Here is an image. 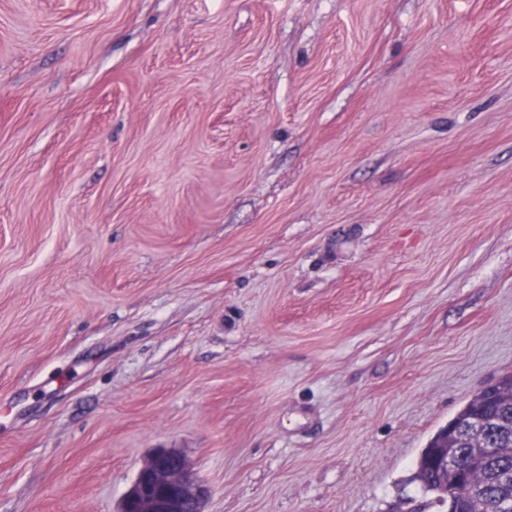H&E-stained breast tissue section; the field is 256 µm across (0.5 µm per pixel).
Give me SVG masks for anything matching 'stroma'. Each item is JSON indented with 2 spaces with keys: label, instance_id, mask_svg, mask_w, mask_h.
<instances>
[{
  "label": "stroma",
  "instance_id": "obj_1",
  "mask_svg": "<svg viewBox=\"0 0 512 512\" xmlns=\"http://www.w3.org/2000/svg\"><path fill=\"white\" fill-rule=\"evenodd\" d=\"M512 372V0H0V512H439ZM207 492L178 453L158 448L140 468L120 512H201Z\"/></svg>",
  "mask_w": 512,
  "mask_h": 512
}]
</instances>
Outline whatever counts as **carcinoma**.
<instances>
[{"instance_id": "cac0c4a2", "label": "carcinoma", "mask_w": 512, "mask_h": 512, "mask_svg": "<svg viewBox=\"0 0 512 512\" xmlns=\"http://www.w3.org/2000/svg\"><path fill=\"white\" fill-rule=\"evenodd\" d=\"M457 469L439 465L446 439ZM415 479L447 512H512V373L481 389L430 439Z\"/></svg>"}]
</instances>
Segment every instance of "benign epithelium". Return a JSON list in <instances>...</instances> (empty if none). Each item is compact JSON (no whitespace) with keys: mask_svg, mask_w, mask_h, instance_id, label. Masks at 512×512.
<instances>
[{"mask_svg":"<svg viewBox=\"0 0 512 512\" xmlns=\"http://www.w3.org/2000/svg\"><path fill=\"white\" fill-rule=\"evenodd\" d=\"M207 488L176 452L159 448L140 468L120 512H201Z\"/></svg>","mask_w":512,"mask_h":512,"instance_id":"benign-epithelium-1","label":"benign epithelium"}]
</instances>
